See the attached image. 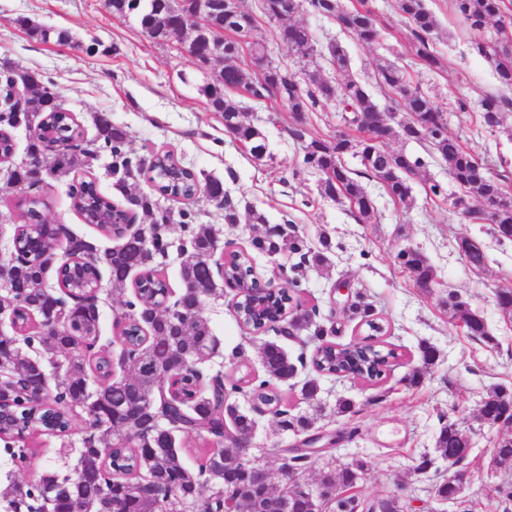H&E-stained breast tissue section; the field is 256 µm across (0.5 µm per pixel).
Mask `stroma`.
Returning <instances> with one entry per match:
<instances>
[{
	"mask_svg": "<svg viewBox=\"0 0 512 512\" xmlns=\"http://www.w3.org/2000/svg\"><path fill=\"white\" fill-rule=\"evenodd\" d=\"M368 3L380 22V37L370 45L342 31L331 19L305 10L296 19L312 31L318 49H325L331 40L345 48L350 76L361 81L380 106H389L390 100L376 85L377 64L391 63L406 71L421 92L446 112L449 135L460 138L491 172L512 175V109H505L502 126L494 129L482 118L485 98L504 93L512 99V90L502 91L491 64L472 50V33L454 11L452 0H426L439 23L433 35L441 62L436 70L426 69L410 53L411 28L395 0ZM240 6L253 16L254 35L265 44L268 59L283 69L299 71L294 52L279 40V25L264 16L260 0H241ZM19 17L70 30L85 42L97 40L99 51L89 56L67 45L33 40L16 26ZM1 58L49 77L59 101L77 116L86 137L96 133L94 113L106 112L113 123L129 131L133 153L147 156L170 149L185 166L220 179L241 224L225 225L220 211L203 194L189 207L199 223L214 225L225 249L249 248L253 230L246 216L252 209L262 211L271 224L293 221L311 249H320L322 238H329V264L299 272V296L305 307L335 322L337 344L361 342L367 329L345 311L346 297L336 293V284L348 283L351 291L364 293L372 303L398 358L386 378L374 385L321 377L316 428L339 436L335 447L311 455L305 469L283 476L284 451L296 447L299 438L279 431L272 414H257L253 453L272 473L276 490L314 485L323 471L363 460L367 468L357 490L365 502L394 494L402 512H503L494 489L512 484V470L490 467L489 462L493 448L508 431L483 424L475 411L493 387L512 391V321L499 311L495 299L497 290L512 288V242L498 240L488 225L454 207L461 190L427 144L397 136L389 140L390 150L420 158L426 177L413 180L414 202L408 208L394 202L375 180H365L376 211L371 223L362 224L347 206L320 195L318 173L303 163L305 140L331 142L343 130L335 102L295 116L273 100L242 98L245 121L267 138L269 158L259 164L225 132L221 115L208 111L196 91L197 84L220 73V66L199 71L190 56L147 37L134 17L112 15L105 0H0ZM73 180L70 174L47 178L40 190L44 216L99 250L112 248L115 238L84 223L74 210L68 195ZM433 184L440 186V195L430 192ZM465 237L482 241L484 267H471L463 259L459 243ZM407 246L428 258L437 274L436 288L416 287L399 263L397 255ZM100 275L99 344L115 352L119 349L115 320L133 293L113 292L108 267H101ZM452 293L483 319L488 340L472 339L463 326L449 322L446 301ZM233 297L228 289L205 304L204 315L219 342L206 367L229 381L246 374L262 377L259 349L275 335L248 338L231 308ZM425 345L436 353L433 364L422 360ZM415 371L421 374L420 384L406 385L405 376ZM342 398L357 404V415H336V402ZM443 414L458 419L473 441L461 498L454 502L439 500L434 490L437 476L447 473L446 460L436 458L433 471L426 474L415 470L422 456H434L438 418ZM85 427L78 414L68 437L33 434L28 440L32 453L22 464L0 453V492L13 482L28 483L47 472L70 474L83 447Z\"/></svg>",
	"mask_w": 512,
	"mask_h": 512,
	"instance_id": "35a3bbf8",
	"label": "stroma"
}]
</instances>
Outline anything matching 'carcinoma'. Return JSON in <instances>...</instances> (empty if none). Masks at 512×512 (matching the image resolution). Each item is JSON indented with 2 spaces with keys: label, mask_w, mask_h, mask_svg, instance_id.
<instances>
[{
  "label": "carcinoma",
  "mask_w": 512,
  "mask_h": 512,
  "mask_svg": "<svg viewBox=\"0 0 512 512\" xmlns=\"http://www.w3.org/2000/svg\"><path fill=\"white\" fill-rule=\"evenodd\" d=\"M115 13H130L150 39L162 43L174 25L183 17L181 0H110ZM209 22L224 29V69L222 79L198 87L209 111L221 114L225 131L248 149L257 161L267 157L266 137L262 130L242 119L243 106L231 96L241 92L254 98L274 99L288 112L300 114L324 101H335L345 112L347 132L334 142L311 139L303 145L304 164L320 176V193L349 207L362 224L375 215V205L361 178L378 180L386 194L405 206L413 197L410 179L420 176L422 163L403 152H392L387 146L362 136L361 115L372 123V134L378 137L395 132L393 122L397 107L409 112L406 123L416 125L421 134L413 141L429 143L433 153L448 167L456 184L475 200L497 205L498 218L475 219L490 224V230L501 241H512V192L507 180L493 178L481 160L458 139L448 135L447 117L438 105L413 85L405 71L390 64L377 65L376 82L392 94L387 108L373 100L366 87L348 76L346 51L338 44L328 48L330 63L344 80L331 82L324 78L316 62L315 40L311 31L299 23L280 19L284 0H262V12L280 23L281 42L294 51L303 63L306 85L297 74L267 59L265 45L252 39L254 18L241 10L240 0H199ZM400 14L408 21L413 41L410 49L421 65L428 69L440 66L431 36L438 29L435 15L424 0H396ZM315 14L336 21L341 30L357 40L371 43L378 37V22L367 0L345 7L341 0H299ZM455 11L477 35L472 49L493 66L499 85L512 89V0H453ZM14 23L31 38L67 43L72 40L65 29L45 28L27 17ZM494 32L484 36L488 25ZM195 46L196 66L206 69L213 63L212 31L206 28L189 32ZM250 47L256 68L241 66L243 46ZM28 72L14 62L0 60V93L17 94L23 103L18 112H0V157L14 153L11 129L22 123L31 135L30 146L41 147L45 141L56 143L48 154L56 173H69L78 166L91 168L103 155L109 157L108 171L112 186L129 201H137L136 209L148 223L130 235L121 225L124 207L101 194L92 175L70 186L74 209L87 224L107 233H115L121 243L104 253L86 238L68 231L60 224H50L40 210L42 201L35 195L38 186L20 189L21 225L15 236L17 251L23 259L0 266V280L15 285L12 304L14 326L27 333L26 341L52 357H66V369L54 377L56 394L52 405L45 406L37 394L42 383L40 374L28 364V357L11 334L0 335V361L9 365L13 376L11 396L3 407L13 413V424L4 431L3 452L11 457L25 449L12 448L8 440L25 439L26 432L47 429L65 436L71 428L69 415L81 410L87 423L83 448L71 475L59 479L44 473L34 482L11 488L15 508L26 512H43L41 505L56 482L78 486L76 498L61 502L57 512H87L91 506L100 512H224L225 504L243 512H311L309 490L262 494L245 482L243 469L257 464L245 448L238 447L237 437L247 435L256 424L251 412L234 399L240 394L266 406L277 418L280 428L297 436H308L315 429L316 417L294 413L288 407L280 387L288 385L298 374L297 364L278 343H264L261 361L266 378L255 384L244 377L226 385L224 376H209L201 363L215 348V340L203 315L204 298L223 295L224 287L241 292L240 324L257 335L270 331L277 336L299 338L306 335L315 344L310 360L315 377L302 384L301 395L314 401L321 390L318 377L336 373L353 381L374 384L385 376L397 353L380 338L384 329L375 318L372 305L357 293L349 304L351 316L360 319L371 334L367 342L338 348L330 340L333 326L316 320V310L304 316L288 314L294 301L288 286L274 290L271 282L262 280L253 265L252 255L243 249L220 251L218 237L211 224L197 223V216L187 207L173 208L160 202L193 199L194 191L206 187L216 206L223 210L224 223H239L237 207L224 193V184L184 166L174 152L157 151L138 156L129 149V131L112 122L110 115L94 116L96 134L87 139L84 129L70 110L59 106L50 110L47 99L55 92L53 83L38 72L35 82L27 86L21 75ZM509 99L488 97L484 100L483 120L493 129L502 124L503 109ZM360 162L362 170L347 167L345 156ZM145 178L153 191L128 195L130 187ZM248 223L262 224V235L252 238V247L268 256L288 253L299 256V264L321 266L327 263L331 242L323 238L322 249L313 251L291 223L267 225L264 213L252 210ZM187 228L185 246L180 251L182 292L170 301L165 274V248L172 225ZM460 251L468 264L480 268L486 255L482 244L463 238ZM104 263L112 277V290H124L132 271H139L133 281L134 299L126 302V310L116 320L120 354L108 351L93 358L90 352L99 341V315L82 304V296L95 291L99 263ZM417 287L437 285L435 272L418 250L403 262ZM56 267L58 289L47 288L46 273ZM222 268V284H217L213 267ZM262 302V316L251 311L252 302ZM59 305L66 306L67 320L57 333L44 324L46 313ZM448 312L475 339L488 338L482 318L470 305L453 293L448 294ZM119 368L121 375L114 374ZM512 416V392L502 388L490 391L480 406V420L498 425ZM177 429L178 439L208 437V448L197 457L196 467H188L172 444L169 430ZM472 448L470 432L453 419L441 423L435 450L440 457H457L464 463L463 449ZM366 462L357 460L339 470L320 475L315 487L335 494L330 512H356L360 498L350 493L357 487ZM211 494L203 497L204 488Z\"/></svg>",
  "instance_id": "1"
}]
</instances>
